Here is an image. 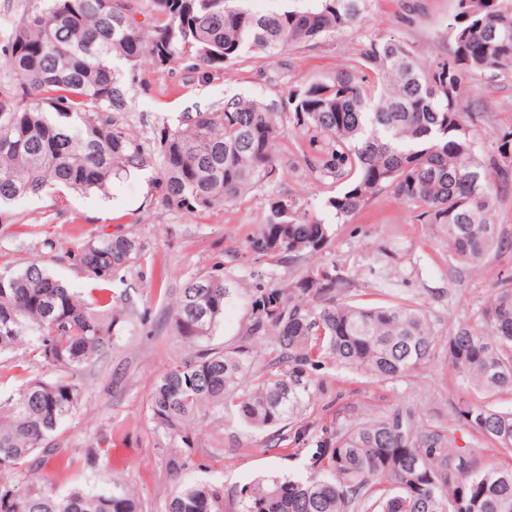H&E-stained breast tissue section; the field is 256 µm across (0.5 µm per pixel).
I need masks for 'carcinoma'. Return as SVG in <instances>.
Instances as JSON below:
<instances>
[{
    "label": "carcinoma",
    "instance_id": "1",
    "mask_svg": "<svg viewBox=\"0 0 512 512\" xmlns=\"http://www.w3.org/2000/svg\"><path fill=\"white\" fill-rule=\"evenodd\" d=\"M365 2L313 0L257 14L245 0H150L153 24L142 29L132 0H29L0 31L14 86L0 95V221L19 199L105 193L154 167L160 203L172 211L239 210L264 191L249 253L272 265L310 259L285 286L250 285V323L229 351L199 348L233 296L224 263L180 288L170 324L195 352L156 380L148 411L187 448L194 446L188 423L229 407L244 425L270 431L274 447L287 427L294 443H308L301 408L323 389L318 372L328 364L389 383L410 378L443 348L474 387L512 391V275L441 336L423 304L355 301L354 279L313 259L329 245L328 219L350 224L385 196L406 207L410 223L435 225L461 267L501 251L496 219L512 190V129L498 131L496 153L479 155L483 106L467 79L512 71V0H457L452 46L433 57L404 40L370 39L335 72L288 88L289 121L308 137L306 165L337 184L316 205L278 189L276 153L286 129L276 100L233 95L185 112L176 126L154 128L152 153L124 120L145 59L157 70L183 60L203 76L246 51L275 59L343 34L361 20ZM142 256L127 233L77 247L71 259L99 292L90 301L36 262L0 270V354L25 343L67 372L99 357L121 323L110 286ZM80 401L75 382L38 373L0 393V471L19 475L0 483V512H141L117 481L59 494L27 480ZM458 417L483 443L512 454V411L465 405ZM319 432L312 474L247 483L240 512H512V465L473 470L442 430L410 409L338 416ZM223 505L221 487L196 482L167 498L164 512H224Z\"/></svg>",
    "mask_w": 512,
    "mask_h": 512
}]
</instances>
